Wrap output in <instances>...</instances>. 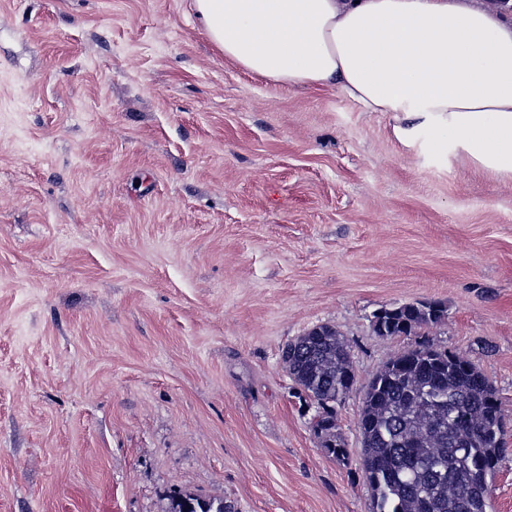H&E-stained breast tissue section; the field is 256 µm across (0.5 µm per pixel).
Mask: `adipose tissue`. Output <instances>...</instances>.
I'll return each instance as SVG.
<instances>
[{
  "mask_svg": "<svg viewBox=\"0 0 512 512\" xmlns=\"http://www.w3.org/2000/svg\"><path fill=\"white\" fill-rule=\"evenodd\" d=\"M210 42L283 86L333 87L394 132L512 180V14L483 0H193Z\"/></svg>",
  "mask_w": 512,
  "mask_h": 512,
  "instance_id": "1",
  "label": "adipose tissue"
}]
</instances>
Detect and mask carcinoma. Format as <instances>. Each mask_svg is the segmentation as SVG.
<instances>
[{
	"label": "carcinoma",
	"instance_id": "carcinoma-1",
	"mask_svg": "<svg viewBox=\"0 0 512 512\" xmlns=\"http://www.w3.org/2000/svg\"><path fill=\"white\" fill-rule=\"evenodd\" d=\"M444 317L437 302L384 308L378 334L400 336ZM295 383L316 404L313 428L335 458V405L355 378L350 349L325 328L289 360ZM363 474L376 512H492L491 483L504 448L495 389L458 353L424 347L390 359L370 378L359 414ZM168 512H236L222 498L180 495Z\"/></svg>",
	"mask_w": 512,
	"mask_h": 512
}]
</instances>
